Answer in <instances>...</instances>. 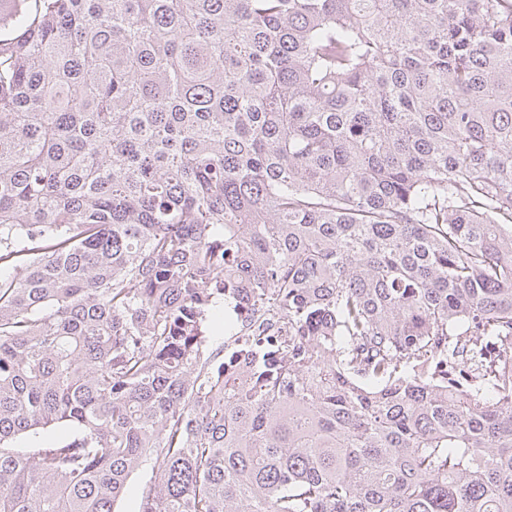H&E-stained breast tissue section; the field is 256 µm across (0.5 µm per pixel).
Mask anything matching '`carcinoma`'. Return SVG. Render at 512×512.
Returning a JSON list of instances; mask_svg holds the SVG:
<instances>
[{"mask_svg": "<svg viewBox=\"0 0 512 512\" xmlns=\"http://www.w3.org/2000/svg\"><path fill=\"white\" fill-rule=\"evenodd\" d=\"M148 460L138 512H512V0L0 9V512Z\"/></svg>", "mask_w": 512, "mask_h": 512, "instance_id": "1", "label": "carcinoma"}]
</instances>
